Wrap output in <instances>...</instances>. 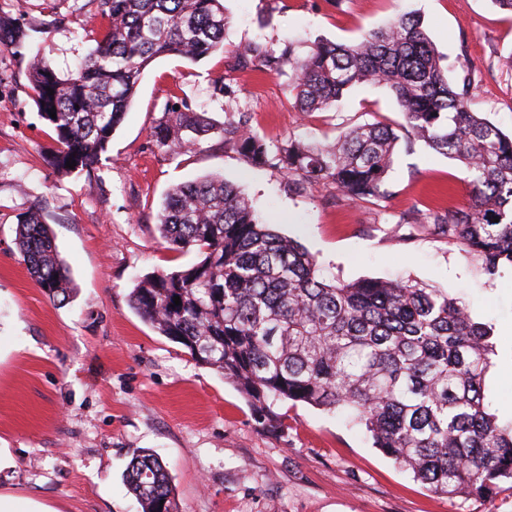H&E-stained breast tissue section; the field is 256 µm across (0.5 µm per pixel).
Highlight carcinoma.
Here are the masks:
<instances>
[{"instance_id":"carcinoma-1","label":"carcinoma","mask_w":512,"mask_h":512,"mask_svg":"<svg viewBox=\"0 0 512 512\" xmlns=\"http://www.w3.org/2000/svg\"><path fill=\"white\" fill-rule=\"evenodd\" d=\"M97 2L106 25L77 68L61 73L44 55L29 65L35 103L56 135L53 165L63 171L71 159L76 172L101 161L153 60L197 62L224 48L230 25L223 0ZM26 37L23 25L0 15L1 50L19 52ZM235 64L272 76L290 71L302 112L332 105L356 83L387 87L407 132L471 177L467 206L430 213L434 230L490 278L512 266V136L472 112L468 70L448 81L418 16L403 14L351 45L319 39L304 55L290 40L276 49L254 44L236 51ZM213 135L252 165L296 176L298 186L329 181L351 201L386 195L398 141L392 126L376 123L331 145H271L245 118L218 128L181 103L150 131L153 146L173 157ZM156 230L167 248L195 251L199 261L145 277L132 308L191 356L208 355L202 364L238 386L260 429L284 435L281 404L306 403L350 414L372 447L435 494L484 496L512 481V421L500 423L484 401L491 331L457 299L411 281L324 279L314 255L259 220L217 175L173 187ZM16 240L43 292L67 301L71 282L39 213L22 216ZM124 480L142 512H177L170 473L154 454L133 455Z\"/></svg>"}]
</instances>
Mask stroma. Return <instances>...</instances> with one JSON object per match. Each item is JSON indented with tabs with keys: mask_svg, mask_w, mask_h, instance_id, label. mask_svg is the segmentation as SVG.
Wrapping results in <instances>:
<instances>
[{
	"mask_svg": "<svg viewBox=\"0 0 512 512\" xmlns=\"http://www.w3.org/2000/svg\"><path fill=\"white\" fill-rule=\"evenodd\" d=\"M224 48L198 62L155 59L91 174L53 167L54 133L34 101L27 62L46 53L73 68L99 31L94 0H0L31 28L22 57L0 51V495L53 512H142L125 468L149 450L166 463L179 512H512V485L486 497L438 496L372 448L364 429L307 404H282L288 433L258 428L247 400L215 369L132 309L138 282L192 264L155 231L164 195L212 174L244 192L280 234L312 253L329 280L396 279L446 289L493 330L485 402L512 420V267L488 278L438 235L430 212L467 204L458 160L401 133L381 199L353 202L321 182L298 191L282 172L247 164L219 137L172 158L149 131L172 97L216 123L247 115L278 145L332 143L354 127L400 126L383 86L355 85L333 106L302 112L289 75L232 68L239 46L319 38L351 44L414 12L449 77L471 73L472 111L512 133V15L490 0H224ZM224 81L228 92L214 91ZM39 212L74 288L50 300L16 245L21 214Z\"/></svg>",
	"mask_w": 512,
	"mask_h": 512,
	"instance_id": "stroma-1",
	"label": "stroma"
}]
</instances>
